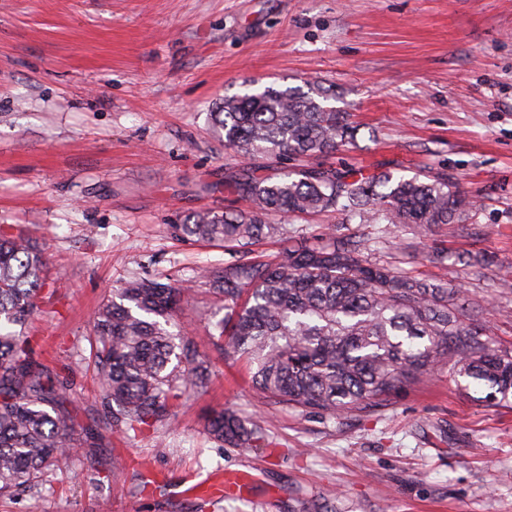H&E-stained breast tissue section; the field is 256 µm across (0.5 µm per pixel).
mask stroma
I'll use <instances>...</instances> for the list:
<instances>
[{"mask_svg": "<svg viewBox=\"0 0 512 512\" xmlns=\"http://www.w3.org/2000/svg\"><path fill=\"white\" fill-rule=\"evenodd\" d=\"M270 85L348 113L356 132L335 165L443 175L478 199L424 237L399 224L382 238L337 212L289 229L372 240L374 260L462 288L512 347V0H0V226L46 247L56 290L27 330L103 438L46 472L39 503L22 492L0 512H512V409L448 373L332 418L257 396L246 365L211 344L224 301L201 272L229 255L174 227L242 209L214 188L240 158L210 112ZM134 278L191 286L176 328L208 353L210 382L129 440L98 395L93 320ZM222 408L262 418L271 447L209 439ZM241 470L258 477L247 498L182 493Z\"/></svg>", "mask_w": 512, "mask_h": 512, "instance_id": "stroma-1", "label": "stroma"}]
</instances>
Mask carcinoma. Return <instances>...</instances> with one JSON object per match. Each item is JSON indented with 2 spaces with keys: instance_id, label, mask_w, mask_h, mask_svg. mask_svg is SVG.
<instances>
[{
  "instance_id": "1",
  "label": "carcinoma",
  "mask_w": 512,
  "mask_h": 512,
  "mask_svg": "<svg viewBox=\"0 0 512 512\" xmlns=\"http://www.w3.org/2000/svg\"><path fill=\"white\" fill-rule=\"evenodd\" d=\"M224 147L243 156L224 189L244 210L192 214L179 235L220 242L233 253L204 274L224 297L215 344L244 361L254 388L283 406L331 417L385 406L443 371L512 403V350L495 347L472 322L477 304L458 288L430 283L371 260L366 240L334 233L290 235L276 217L337 211L361 224H411L422 234L462 221L474 202L445 177L373 175L319 161L354 138L345 113L314 94L266 87L226 98L211 112ZM290 156L316 164L265 174L262 161ZM287 236L278 260L244 261L262 238ZM53 283L45 249L0 231V496L35 489L47 468L90 439L69 410L72 382L33 356L23 328ZM188 289L132 279L112 289L94 331L100 392L124 432L168 424L191 388L208 381L194 341L170 327ZM206 430L233 448L270 445L264 421L225 409Z\"/></svg>"
}]
</instances>
